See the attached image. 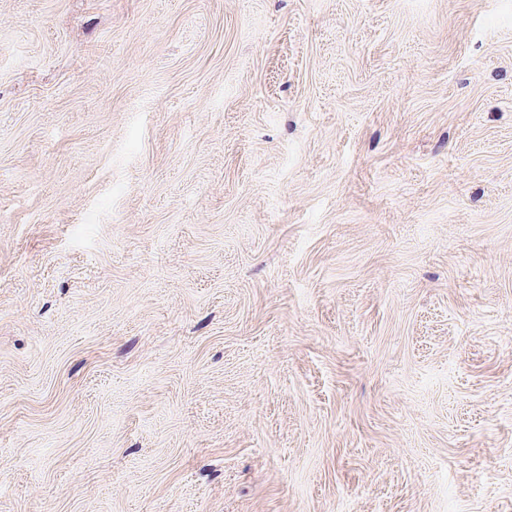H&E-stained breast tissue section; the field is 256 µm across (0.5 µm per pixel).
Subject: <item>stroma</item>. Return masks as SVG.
Listing matches in <instances>:
<instances>
[{
    "label": "stroma",
    "instance_id": "stroma-1",
    "mask_svg": "<svg viewBox=\"0 0 512 512\" xmlns=\"http://www.w3.org/2000/svg\"><path fill=\"white\" fill-rule=\"evenodd\" d=\"M0 512H512V0H0Z\"/></svg>",
    "mask_w": 512,
    "mask_h": 512
}]
</instances>
